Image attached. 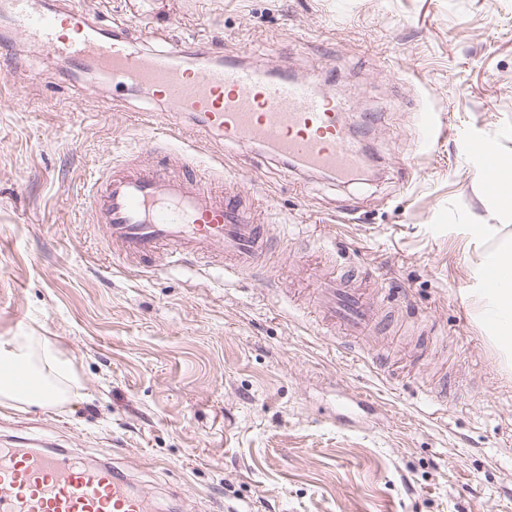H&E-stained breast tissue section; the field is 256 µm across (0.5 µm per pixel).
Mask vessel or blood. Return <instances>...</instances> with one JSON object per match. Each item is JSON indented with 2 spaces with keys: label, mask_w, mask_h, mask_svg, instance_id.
<instances>
[{
  "label": "vessel or blood",
  "mask_w": 512,
  "mask_h": 512,
  "mask_svg": "<svg viewBox=\"0 0 512 512\" xmlns=\"http://www.w3.org/2000/svg\"><path fill=\"white\" fill-rule=\"evenodd\" d=\"M10 22L19 36L39 43L67 68L94 61L127 87L144 85L167 102L169 125L192 118L224 142L257 147L290 171L335 175L347 182L361 170L363 149L347 129L343 94L315 91L294 77L270 75L236 60L193 71L174 50L132 51L121 32L87 36L88 16L61 7L44 12L36 0H10ZM471 152L481 161L487 187H495L503 163L493 144L477 140ZM84 203L107 246L128 262L147 261L148 272L188 262L229 261L234 274L263 270L270 241L250 208L235 194L209 183L188 181L164 168L102 165L84 187ZM321 323L330 333L362 343L381 317V296L329 273L315 290ZM0 512H153L150 497L133 492L114 467L88 468L60 449L0 450Z\"/></svg>",
  "instance_id": "b4317fda"
}]
</instances>
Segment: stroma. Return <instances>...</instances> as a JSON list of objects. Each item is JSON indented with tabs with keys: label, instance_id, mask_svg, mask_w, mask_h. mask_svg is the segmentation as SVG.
I'll return each instance as SVG.
<instances>
[{
	"label": "stroma",
	"instance_id": "1",
	"mask_svg": "<svg viewBox=\"0 0 512 512\" xmlns=\"http://www.w3.org/2000/svg\"><path fill=\"white\" fill-rule=\"evenodd\" d=\"M0 0V341L39 336L81 389L0 406L21 435L111 463L159 512H512V363L489 337L474 269L512 209L472 141L512 161V0H78L136 52L233 55L346 94L367 172L291 173L194 123L164 143L166 103L69 71L8 29ZM435 114L446 133L417 134ZM188 153L253 184L275 219L283 280L201 266L121 270L85 224L83 188L110 156ZM495 224L497 237L470 236ZM365 269L397 320L390 374L318 325L308 277ZM471 152L481 160L480 173L488 188H494L502 176L503 163L493 146L486 140H477L470 145Z\"/></svg>",
	"mask_w": 512,
	"mask_h": 512
}]
</instances>
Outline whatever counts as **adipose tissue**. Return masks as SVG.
I'll list each match as a JSON object with an SVG mask.
<instances>
[{
  "label": "adipose tissue",
  "instance_id": "adipose-tissue-1",
  "mask_svg": "<svg viewBox=\"0 0 512 512\" xmlns=\"http://www.w3.org/2000/svg\"><path fill=\"white\" fill-rule=\"evenodd\" d=\"M512 269V240L489 251L475 270L474 291L489 331L504 356H512V280L489 287L490 268ZM28 374L35 388L20 390L14 380ZM80 382L71 365L58 357L54 347L39 336H14L0 343V404L19 406L61 405L78 396Z\"/></svg>",
  "mask_w": 512,
  "mask_h": 512
}]
</instances>
